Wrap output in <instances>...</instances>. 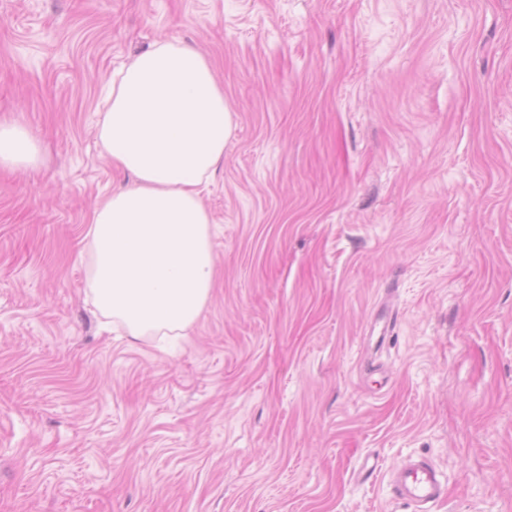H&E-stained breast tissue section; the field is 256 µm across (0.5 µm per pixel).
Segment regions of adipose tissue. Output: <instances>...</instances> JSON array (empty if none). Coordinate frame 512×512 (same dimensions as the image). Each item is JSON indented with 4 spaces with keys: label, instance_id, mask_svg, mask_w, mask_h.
<instances>
[{
    "label": "adipose tissue",
    "instance_id": "ef3b65f1",
    "mask_svg": "<svg viewBox=\"0 0 512 512\" xmlns=\"http://www.w3.org/2000/svg\"><path fill=\"white\" fill-rule=\"evenodd\" d=\"M232 129L214 65L194 47L157 42L112 82L98 137L134 182L91 213L87 287L131 336L184 335L210 298L216 258L201 193ZM38 156L21 126L0 123L1 167Z\"/></svg>",
    "mask_w": 512,
    "mask_h": 512
}]
</instances>
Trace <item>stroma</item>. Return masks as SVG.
<instances>
[{
  "instance_id": "obj_1",
  "label": "stroma",
  "mask_w": 512,
  "mask_h": 512,
  "mask_svg": "<svg viewBox=\"0 0 512 512\" xmlns=\"http://www.w3.org/2000/svg\"><path fill=\"white\" fill-rule=\"evenodd\" d=\"M167 40L235 117L186 336L108 327L112 75ZM0 512H512V0H0ZM394 318L384 341L370 334ZM378 462L364 474L365 458ZM39 149L19 125L0 123V166H30L38 160ZM391 484L398 497L416 506L434 503L445 496L444 478L425 461H409L392 469Z\"/></svg>"
}]
</instances>
